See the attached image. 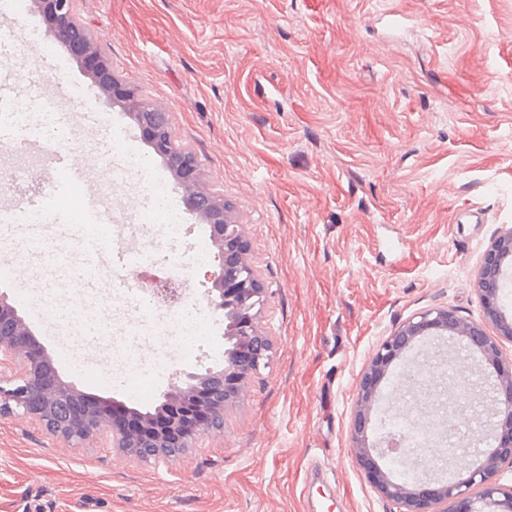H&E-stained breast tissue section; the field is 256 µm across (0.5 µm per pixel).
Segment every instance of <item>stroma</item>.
<instances>
[{
    "label": "stroma",
    "mask_w": 512,
    "mask_h": 512,
    "mask_svg": "<svg viewBox=\"0 0 512 512\" xmlns=\"http://www.w3.org/2000/svg\"><path fill=\"white\" fill-rule=\"evenodd\" d=\"M117 78L159 102L192 151L202 188L223 194L268 288L258 328L272 361L245 381L206 436L165 465L91 440L75 447L27 419L0 417V512H393L348 452L361 373L393 326L439 306L480 314L482 253L512 227V0H74ZM394 11L400 23L385 24ZM16 33L0 57L20 88L77 83L62 108L102 104L85 68L52 73ZM77 130L66 148L98 181L121 165ZM45 157L0 139V198ZM51 257L25 268L53 301L18 309L49 352L64 314L96 300L95 327L122 336L131 313L109 273L87 290L81 261H55L65 229L15 224ZM216 250L188 216L155 264L182 256L191 334L171 370L224 362V314L205 292ZM84 370L57 362L88 395L124 402L99 383L112 369L94 340ZM323 480L305 481L312 465Z\"/></svg>",
    "instance_id": "1"
}]
</instances>
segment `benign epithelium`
<instances>
[{
  "label": "benign epithelium",
  "instance_id": "7a95c632",
  "mask_svg": "<svg viewBox=\"0 0 512 512\" xmlns=\"http://www.w3.org/2000/svg\"><path fill=\"white\" fill-rule=\"evenodd\" d=\"M35 2L41 12L53 15L48 35L55 42L67 52L79 53L81 59H94L91 74L103 92V102L109 105L122 99L128 104L131 119L168 164L186 209L208 225L218 253L209 273L211 288L206 298L210 307L224 312V368L175 373L152 412L91 397L62 378L48 350L37 341L7 294L1 292L0 415L27 417L76 446L98 437L138 460L166 464L173 456L164 449L192 448L205 436L222 431L226 405L236 395L238 385L269 364L271 343L258 329V315L267 301L268 289L248 258L242 225L224 215V196L200 187L197 159L178 148L162 107H140L143 98L138 89L112 73L111 63L73 12L72 0ZM511 267L509 228L482 255L475 283L480 303L478 318L464 319L448 306L424 310L391 330L362 371L350 425L349 452L370 486L395 505L396 512H512V488L498 481L502 468L512 466V357L503 352V343H512V318L501 307V292ZM424 337H460L490 369L492 387L484 398L495 414L489 430L494 447L483 453L480 466L469 470L463 480H399L378 463V458L399 447V441L391 436L372 444L368 440L382 382ZM202 389L206 399L198 404V423L182 426L160 420L169 405Z\"/></svg>",
  "mask_w": 512,
  "mask_h": 512
}]
</instances>
